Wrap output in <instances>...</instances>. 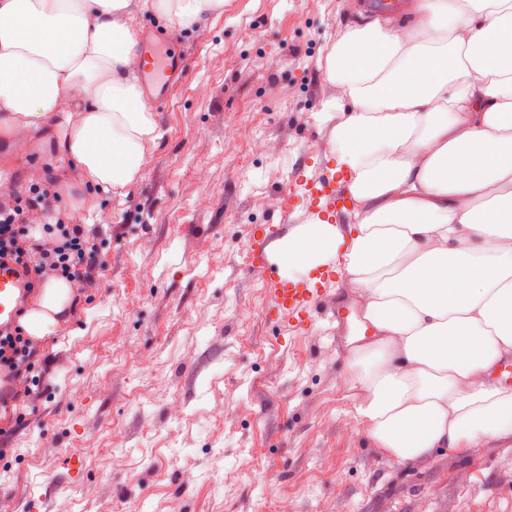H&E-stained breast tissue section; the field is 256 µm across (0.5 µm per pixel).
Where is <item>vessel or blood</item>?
I'll return each mask as SVG.
<instances>
[{"mask_svg": "<svg viewBox=\"0 0 512 512\" xmlns=\"http://www.w3.org/2000/svg\"><path fill=\"white\" fill-rule=\"evenodd\" d=\"M160 44L158 36L143 34L137 38L134 49L140 53L152 54L153 59L140 77L148 89L152 103L164 101L172 88L187 74V62L182 55L169 53L165 59H157L155 52ZM307 212L321 220L335 222L338 213L347 209L349 201L336 193V176L325 173L305 178ZM294 209L290 203H283L280 209L281 221L263 225L253 236L250 255L253 259L266 261L271 257L274 243L279 240L281 223L290 219ZM327 272H319L315 281L294 282L284 277L279 267H272L267 282L266 294L269 308L278 324L297 325L312 320L326 302L330 292ZM28 279L21 268L0 266V321H11L20 299L25 295Z\"/></svg>", "mask_w": 512, "mask_h": 512, "instance_id": "1", "label": "vessel or blood"}]
</instances>
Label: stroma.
Returning a JSON list of instances; mask_svg holds the SVG:
<instances>
[{
  "instance_id": "stroma-1",
  "label": "stroma",
  "mask_w": 512,
  "mask_h": 512,
  "mask_svg": "<svg viewBox=\"0 0 512 512\" xmlns=\"http://www.w3.org/2000/svg\"><path fill=\"white\" fill-rule=\"evenodd\" d=\"M349 0H224L199 35L152 10L189 72L154 119L161 134L123 192L84 183L58 153V112L25 139L0 115L17 188L62 173L60 204L107 269L75 293L44 350L63 359L7 423L0 501L13 512H512V447L469 457L377 454L348 381L337 318L269 319L256 226L274 223L295 173L334 160L324 106L330 47L363 15ZM223 406L224 417L212 415Z\"/></svg>"
}]
</instances>
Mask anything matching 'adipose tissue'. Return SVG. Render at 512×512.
<instances>
[{
  "mask_svg": "<svg viewBox=\"0 0 512 512\" xmlns=\"http://www.w3.org/2000/svg\"><path fill=\"white\" fill-rule=\"evenodd\" d=\"M140 0H0V110L39 127L73 102L58 143L92 184L139 175L156 122L135 76L124 15ZM224 0H150L204 30ZM340 95L323 121L348 221L310 217L274 256L288 276L327 267L371 333L348 340L357 413L381 455L473 453L512 439V0H412L409 19L347 28L326 57ZM48 281L20 319L35 338L66 316Z\"/></svg>",
  "mask_w": 512,
  "mask_h": 512,
  "instance_id": "obj_1",
  "label": "adipose tissue"
}]
</instances>
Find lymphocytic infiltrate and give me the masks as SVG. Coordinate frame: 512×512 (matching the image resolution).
<instances>
[{
    "label": "lymphocytic infiltrate",
    "instance_id": "obj_1",
    "mask_svg": "<svg viewBox=\"0 0 512 512\" xmlns=\"http://www.w3.org/2000/svg\"><path fill=\"white\" fill-rule=\"evenodd\" d=\"M60 198V183L52 176L0 198V264L21 266L35 285L62 278L83 291L92 285L87 271L98 262V244L60 207ZM60 365L56 357L40 361L36 340L20 326L1 324L0 375L11 385L0 393V410L26 402Z\"/></svg>",
    "mask_w": 512,
    "mask_h": 512
}]
</instances>
